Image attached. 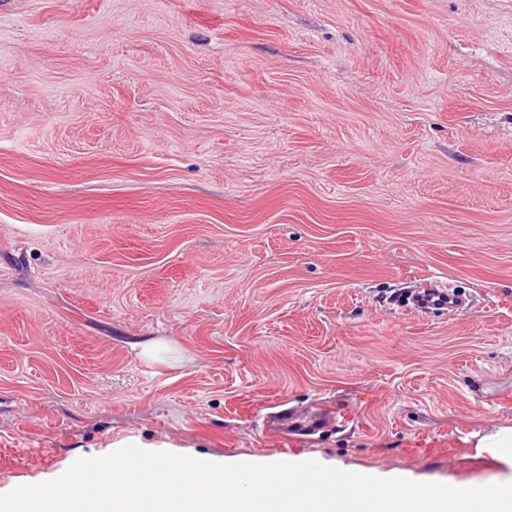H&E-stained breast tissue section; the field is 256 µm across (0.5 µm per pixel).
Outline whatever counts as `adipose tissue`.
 <instances>
[{"label":"adipose tissue","mask_w":512,"mask_h":512,"mask_svg":"<svg viewBox=\"0 0 512 512\" xmlns=\"http://www.w3.org/2000/svg\"><path fill=\"white\" fill-rule=\"evenodd\" d=\"M475 439L479 451L504 465L505 471L498 479L485 484L480 491L465 494L455 489L416 487L410 489L407 500L401 501L392 491L404 483V476L366 473L359 482L371 489L369 512H512V427L482 430L476 432ZM377 485L388 487V494H375L373 488Z\"/></svg>","instance_id":"obj_1"}]
</instances>
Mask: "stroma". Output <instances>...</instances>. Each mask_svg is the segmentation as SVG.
Instances as JSON below:
<instances>
[{
  "label": "stroma",
  "instance_id": "obj_1",
  "mask_svg": "<svg viewBox=\"0 0 512 512\" xmlns=\"http://www.w3.org/2000/svg\"><path fill=\"white\" fill-rule=\"evenodd\" d=\"M503 425L512 0H0V493L128 441L486 484ZM409 291L411 293L406 298ZM406 293L405 306L422 315L458 313L465 304L460 294L438 280L433 281L430 288H412ZM338 416L328 407L307 411L296 407H285L263 416V428L272 433L286 432L301 439L337 426Z\"/></svg>",
  "mask_w": 512,
  "mask_h": 512
}]
</instances>
